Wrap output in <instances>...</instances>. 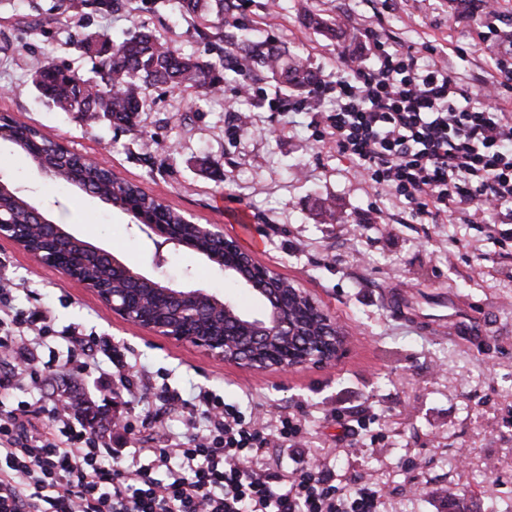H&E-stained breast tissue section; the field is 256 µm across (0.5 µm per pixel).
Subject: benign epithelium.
I'll use <instances>...</instances> for the list:
<instances>
[{"label": "benign epithelium", "instance_id": "benign-epithelium-1", "mask_svg": "<svg viewBox=\"0 0 512 512\" xmlns=\"http://www.w3.org/2000/svg\"><path fill=\"white\" fill-rule=\"evenodd\" d=\"M130 215L142 231L156 237L159 247L173 245L198 253H209L207 246L201 242L186 241L177 224H159L154 216L138 211H132ZM46 225L57 232L61 231L60 226L42 215L37 224H16L0 215V238L9 239L22 247L30 230H38ZM203 233L208 240H215L224 248V276L248 289L264 304L261 315H246L233 300L223 299L202 288H167L131 269L113 254L65 234L62 239L67 247H78L92 258L107 260L113 275L137 282L141 287L125 289L120 293L109 292L90 277L62 265L60 252L55 249L36 251L32 256L41 264L91 289L112 309V313L123 320L169 340L198 347L227 364L255 371L319 367L342 354L348 342L346 332L310 293L289 283L272 267L255 261L234 238L224 234L223 226L207 224ZM171 295L186 299L180 309V321L173 324L158 317V307ZM197 296L205 297L215 308L224 309L223 331H199ZM295 300L304 302L314 312V320L309 322L308 332L304 336L296 335Z\"/></svg>", "mask_w": 512, "mask_h": 512}]
</instances>
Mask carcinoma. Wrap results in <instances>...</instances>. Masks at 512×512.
Returning <instances> with one entry per match:
<instances>
[{
	"label": "carcinoma",
	"mask_w": 512,
	"mask_h": 512,
	"mask_svg": "<svg viewBox=\"0 0 512 512\" xmlns=\"http://www.w3.org/2000/svg\"><path fill=\"white\" fill-rule=\"evenodd\" d=\"M181 12L201 19L215 17L224 20L235 4L233 0H179ZM101 48L93 50L90 38L79 41L84 53L98 59L96 78L85 79L75 71L47 63L33 73L32 84L39 96L64 112H74L91 118L103 117L115 123L132 126L143 111L149 90L160 86L194 88L198 97L221 90L227 71L243 82L252 80L262 68L285 87L303 89L313 73L299 54H284L266 41L242 39L235 52L221 53L214 62H200L173 50L166 41L149 31H139L114 41L106 34L98 35ZM36 163L54 172V178L66 187H75L100 201L119 209L137 207L147 212L162 209L165 224L182 225L188 240L199 237L196 224L183 223V214L157 201L138 185L109 175L95 162H86L76 155H64L57 148L42 150ZM5 214L19 224L33 221L31 203L19 195L0 200Z\"/></svg>",
	"instance_id": "1"
}]
</instances>
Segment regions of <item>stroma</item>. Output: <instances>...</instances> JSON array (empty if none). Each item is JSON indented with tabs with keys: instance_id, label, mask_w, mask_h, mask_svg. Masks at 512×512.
<instances>
[{
	"instance_id": "35a3bbf8",
	"label": "stroma",
	"mask_w": 512,
	"mask_h": 512,
	"mask_svg": "<svg viewBox=\"0 0 512 512\" xmlns=\"http://www.w3.org/2000/svg\"><path fill=\"white\" fill-rule=\"evenodd\" d=\"M125 2L121 12L100 15L61 12L58 0H0V114L196 223L223 225L236 238L233 219L244 212L257 238L245 250L310 292L346 328L349 344L338 361L320 368L240 369L123 321L95 293L0 239V287L11 291L10 311L46 310L56 335L41 356L67 366L41 383L43 399L93 397L101 407L97 429L115 448L183 432L182 414L162 409L154 391H128L116 381L117 366L137 365L186 399L204 390L271 422L295 414L300 447L325 459L337 487L384 489L379 512H448L454 487L466 489L469 512H512V239L453 217L411 222L398 200L322 147L309 114L269 108L285 90L262 72L251 97L237 96L231 79L204 101L190 89H152L131 127L41 102L32 75L47 62L92 77L94 61L77 47L85 35L119 41L146 28L179 53L213 58L232 32L182 14L177 0ZM482 12V0H248L243 19L257 37L298 49L311 70L326 76L335 75L339 57L367 53L362 35L369 28L393 47L441 45L462 84L475 89L492 76L494 46L476 34ZM308 14L359 35V43L308 28ZM35 15L45 20L43 29L28 27ZM232 97L250 121L240 133L232 130L235 113L225 109ZM0 180L69 233L144 274L257 311L206 258L157 247L120 209L63 190L2 140ZM403 291L413 295L416 317L393 308ZM454 309L466 314L471 334H434L418 321ZM71 327L111 350L102 371L68 363L61 336ZM116 418L127 428L113 426Z\"/></svg>"
}]
</instances>
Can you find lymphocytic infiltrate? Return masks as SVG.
<instances>
[{"mask_svg": "<svg viewBox=\"0 0 512 512\" xmlns=\"http://www.w3.org/2000/svg\"><path fill=\"white\" fill-rule=\"evenodd\" d=\"M494 87L469 91L436 46L386 49L345 59L332 79L275 100L306 112L337 155L372 187L403 199L412 219L471 222L512 213V39L495 52ZM46 311L0 315V512H377L378 491L340 492L321 461L296 451L294 415L276 423L242 416L202 391L182 436L126 450L100 442L88 417L45 408L37 394L57 372L39 349ZM29 400L10 404L9 392ZM298 462L289 473L287 455Z\"/></svg>", "mask_w": 512, "mask_h": 512, "instance_id": "1", "label": "lymphocytic infiltrate"}]
</instances>
